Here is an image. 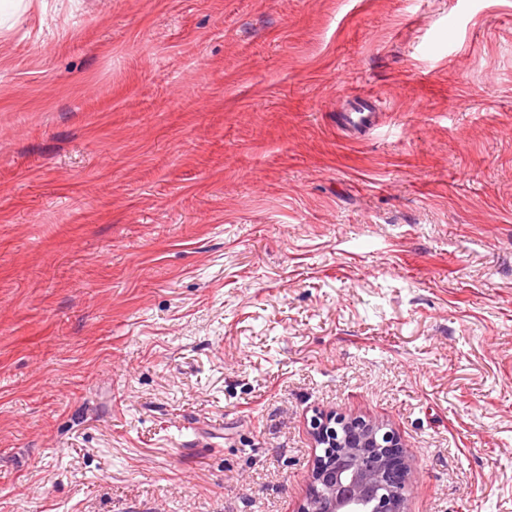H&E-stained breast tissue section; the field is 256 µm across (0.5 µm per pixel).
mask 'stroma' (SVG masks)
I'll return each mask as SVG.
<instances>
[{"label":"stroma","mask_w":512,"mask_h":512,"mask_svg":"<svg viewBox=\"0 0 512 512\" xmlns=\"http://www.w3.org/2000/svg\"><path fill=\"white\" fill-rule=\"evenodd\" d=\"M317 413L512 512V0H0V512H295ZM377 105L371 99L358 97L354 99L350 110L353 112H342L340 120L344 125L350 126L357 123L364 128L375 125L379 112H376Z\"/></svg>","instance_id":"1"}]
</instances>
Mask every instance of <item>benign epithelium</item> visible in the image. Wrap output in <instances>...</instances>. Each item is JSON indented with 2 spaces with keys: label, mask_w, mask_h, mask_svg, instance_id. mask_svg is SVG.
Masks as SVG:
<instances>
[{
  "label": "benign epithelium",
  "mask_w": 512,
  "mask_h": 512,
  "mask_svg": "<svg viewBox=\"0 0 512 512\" xmlns=\"http://www.w3.org/2000/svg\"><path fill=\"white\" fill-rule=\"evenodd\" d=\"M311 436L320 454L297 512H406L415 467L395 431L361 417L317 414Z\"/></svg>",
  "instance_id": "7a95c632"
}]
</instances>
